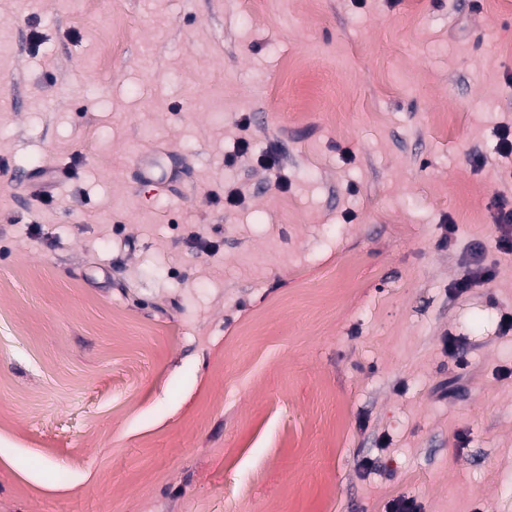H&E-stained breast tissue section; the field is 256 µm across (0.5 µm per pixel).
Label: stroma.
<instances>
[{"label": "stroma", "instance_id": "stroma-1", "mask_svg": "<svg viewBox=\"0 0 512 512\" xmlns=\"http://www.w3.org/2000/svg\"><path fill=\"white\" fill-rule=\"evenodd\" d=\"M98 2L0 0V512H512V0ZM495 205L497 207V214L495 216V224L499 225L501 228L510 227L504 232V234L499 239V247L506 253H511L512 251V237H511V224H512V201L509 202L506 196L496 195L495 196Z\"/></svg>", "mask_w": 512, "mask_h": 512}]
</instances>
